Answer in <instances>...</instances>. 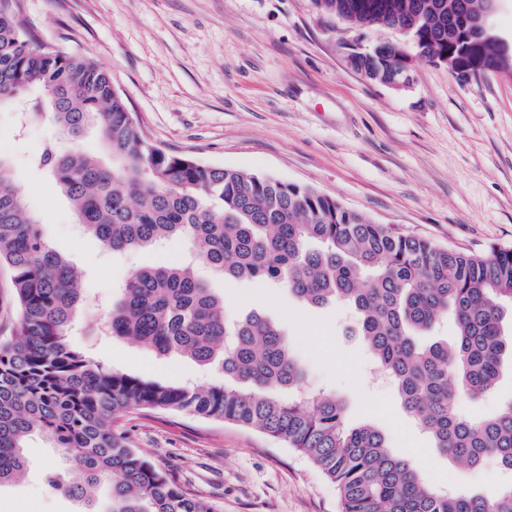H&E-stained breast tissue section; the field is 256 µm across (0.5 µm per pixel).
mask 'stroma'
<instances>
[{
    "label": "stroma",
    "mask_w": 512,
    "mask_h": 512,
    "mask_svg": "<svg viewBox=\"0 0 512 512\" xmlns=\"http://www.w3.org/2000/svg\"><path fill=\"white\" fill-rule=\"evenodd\" d=\"M40 41L84 55L109 71L144 135L173 154L312 188L376 222L439 245L487 253L512 249V77L459 84L446 67L417 61L413 83L394 90L347 64L357 41L398 42L387 27L359 30L322 16L313 0H20ZM15 113L0 109V153L26 190L45 238L84 271L83 316L107 318L118 287L140 268L172 263L183 243L119 255L83 231L69 200L30 161L46 142L100 152L94 132L71 141L32 126L15 138ZM210 277L231 314L259 312L281 327L308 366V392L336 395L350 425L371 424L392 453L408 457L451 491L487 499L512 486L493 458L468 468L435 452L395 385L378 372L357 334L356 313L339 302L304 307L262 280ZM71 344L127 374L161 382L222 381L190 360L161 356L124 338ZM512 400V364L494 388L461 406L484 418ZM122 424L135 448L221 512H339L334 484L310 461L239 425L135 410ZM29 461L0 487V512H84L53 491L66 478L43 436L25 443Z\"/></svg>",
    "instance_id": "1"
}]
</instances>
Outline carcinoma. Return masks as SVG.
Instances as JSON below:
<instances>
[{
    "label": "carcinoma",
    "instance_id": "cac0c4a2",
    "mask_svg": "<svg viewBox=\"0 0 512 512\" xmlns=\"http://www.w3.org/2000/svg\"><path fill=\"white\" fill-rule=\"evenodd\" d=\"M320 11L365 28L378 21L410 41L431 65L453 61L462 78L495 63L497 45L465 53L448 26L484 0H314ZM402 43L347 64L386 86L413 66ZM37 88L41 95L31 98ZM27 103V124L76 139L95 131L111 163L48 142L34 167L70 200L86 234L114 253L183 241L191 259L133 272L92 335L129 338L161 355H181L226 383L199 388L116 371L75 349L68 336L85 304L81 275L42 234L23 188L0 154V263L18 305L15 331L0 338V485L26 466L24 440L40 434L67 465L52 483L85 499L104 482L102 512H219L137 451L117 421L161 408L258 430L307 457L332 483L341 512H512V488L493 499L450 492L408 459L393 455L369 424L347 423L344 403L304 391V367L280 328L258 314L229 320L224 299L195 271L201 261L228 281L264 280L302 305L347 302L380 371L396 386L442 455L474 467L488 455L512 470V401L473 420L454 411L496 383L512 360L505 302L512 303V249L488 254L443 247L350 211L336 199L269 176L214 167L148 140L110 74L93 61L38 41L17 0H0V107ZM453 314V344L420 342Z\"/></svg>",
    "mask_w": 512,
    "mask_h": 512
}]
</instances>
